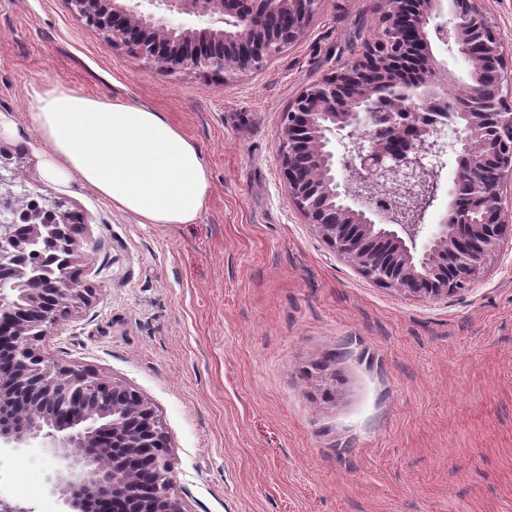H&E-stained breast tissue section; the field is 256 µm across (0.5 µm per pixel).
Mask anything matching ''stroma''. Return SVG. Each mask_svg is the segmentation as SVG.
<instances>
[{"label":"stroma","instance_id":"obj_1","mask_svg":"<svg viewBox=\"0 0 512 512\" xmlns=\"http://www.w3.org/2000/svg\"><path fill=\"white\" fill-rule=\"evenodd\" d=\"M512 96V0H480ZM377 0H319L258 70H166L87 28L67 0H0V154L82 218L89 304L60 319L48 359L136 389L173 450L187 512H512V237L467 290L376 285L307 224L278 153L284 113L353 61ZM60 82L169 115L211 190L192 224H140L91 188L48 179L25 91ZM60 462L0 449V492L62 512Z\"/></svg>","mask_w":512,"mask_h":512}]
</instances>
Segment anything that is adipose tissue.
<instances>
[{
  "label": "adipose tissue",
  "mask_w": 512,
  "mask_h": 512,
  "mask_svg": "<svg viewBox=\"0 0 512 512\" xmlns=\"http://www.w3.org/2000/svg\"><path fill=\"white\" fill-rule=\"evenodd\" d=\"M27 121L49 150L47 174L76 179L141 224H191L209 192L196 143L166 113L87 97L62 83L30 87Z\"/></svg>",
  "instance_id": "obj_1"
}]
</instances>
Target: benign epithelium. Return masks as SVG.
Instances as JSON below:
<instances>
[{
	"label": "benign epithelium",
	"mask_w": 512,
	"mask_h": 512,
	"mask_svg": "<svg viewBox=\"0 0 512 512\" xmlns=\"http://www.w3.org/2000/svg\"><path fill=\"white\" fill-rule=\"evenodd\" d=\"M86 26L167 69L187 66L234 74L260 69L310 22L317 0H278L287 22L269 20L256 0H147L170 15H193L199 27L174 25L142 0H68ZM382 27L353 66L310 84L279 129L280 170L289 197L321 238L376 284L423 298L465 290L501 249L512 223L501 181L512 175V110L503 99L477 100L457 113L451 144L456 176L468 177L481 216L452 202L422 249L417 238L438 190L443 145L430 126H415L418 149H397L398 115L420 117L448 90L433 75L428 26L443 0H421L413 28L397 24L408 0H379ZM437 40L471 56L476 85L483 56L499 55L497 36L478 0H451ZM342 146L341 156L333 140ZM33 194L0 162V444L34 441L63 462L51 491L67 512H187L173 495V451L152 402L138 391L49 361L38 347L91 290L73 270L75 214L63 197L28 204ZM397 201L384 212L377 202Z\"/></svg>",
	"instance_id": "obj_1"
}]
</instances>
